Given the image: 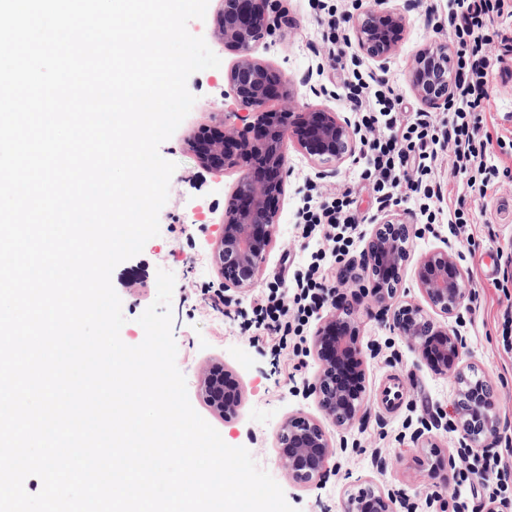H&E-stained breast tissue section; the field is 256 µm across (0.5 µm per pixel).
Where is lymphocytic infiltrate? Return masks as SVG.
I'll return each mask as SVG.
<instances>
[{"instance_id":"obj_1","label":"lymphocytic infiltrate","mask_w":512,"mask_h":512,"mask_svg":"<svg viewBox=\"0 0 512 512\" xmlns=\"http://www.w3.org/2000/svg\"><path fill=\"white\" fill-rule=\"evenodd\" d=\"M511 17L512 0H448L455 83L448 108L440 116L421 112L415 121L404 120L395 110L399 96L393 87L374 91L362 76L344 78L348 99L364 114L363 125L369 136L362 142L361 156L375 178L382 201H393L398 189L410 197L427 190L438 153L445 149L451 151L454 174L464 181L469 197L485 198L499 173L491 151L493 136L480 118L492 90L488 48L494 40L512 38L503 27ZM351 205L345 192L319 198L299 213L297 224L304 236L321 235L328 249L346 246L360 226ZM325 281L321 264L315 259L297 280L298 292L292 302L269 298L260 310L267 342L286 348L294 320L304 319L327 298ZM465 468L489 501L505 498L512 491V448L478 462L466 461Z\"/></svg>"}]
</instances>
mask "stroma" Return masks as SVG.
<instances>
[{
  "instance_id": "stroma-1",
  "label": "stroma",
  "mask_w": 512,
  "mask_h": 512,
  "mask_svg": "<svg viewBox=\"0 0 512 512\" xmlns=\"http://www.w3.org/2000/svg\"><path fill=\"white\" fill-rule=\"evenodd\" d=\"M280 6L289 21L283 38L272 47L259 42L256 57L284 73L296 91L297 108L319 104L351 115L338 74L328 68L322 52L316 0H281ZM387 6L407 18L402 46L386 68L369 59L362 60L361 68L397 87L400 112H420L424 106L410 85V58L429 43H447L448 0H388ZM220 7V0H209L204 19L188 24L189 32L205 39L221 65L189 77L187 87L196 102L159 148L163 158L177 165L168 200L159 212L160 234L150 239L140 254L118 264L111 276L126 319L121 338L132 346L142 342L144 331L137 319L156 298L158 270L171 271L175 276L171 308L176 365L186 378L192 407L218 430L225 443L250 451L258 466L281 486L296 512H341L346 491L360 478L372 479L386 490L405 492L413 512H432L427 495L446 493L448 487L441 479L431 478L420 464L421 450L404 424L407 419L440 409L452 411L457 384L453 378L430 371L421 355L393 334L389 328L393 307L361 316L366 421L363 428L352 431L328 424L332 436L347 439L349 446L337 451V468L331 469L321 486L312 488L289 483L280 466L276 431L282 419L296 411L313 417L320 414L315 397L292 393L318 368L310 350L318 320L309 319L297 349L279 354L255 332L244 331L243 323L251 318L261 292L275 286L289 289L297 266L304 264L318 246L317 241L303 239L294 225V214L303 204L308 184H317L325 193L350 190L353 208L362 220L363 236L350 247L349 257H359L365 235L387 218L410 225L413 262L446 242L460 252L464 271L474 274L471 288L480 305L479 311L464 315L466 348L462 361L474 366L493 391L502 428H512V322L504 319L506 306L512 301V43L497 42L491 47L496 58L493 90L482 112L484 126L505 141L494 150L499 176L485 200L472 204L470 222L460 234H452L448 222L449 211L458 206L461 189L447 154H440L433 173L444 199L432 203L437 222L427 226L413 202L379 206L364 162L347 159L337 165L334 176L320 179L316 167L292 147L288 150L292 174L262 275L248 292L226 289L229 301L219 313L206 309L201 289L208 285L225 289L214 250L218 228L224 222V204L240 173L202 167L188 141L199 128L218 126L225 109L224 77L236 55L216 35ZM320 86L327 88V95H314V88ZM210 364L225 366L242 389V404L231 421H224L201 396V370ZM389 389L399 393L391 404L384 397Z\"/></svg>"
}]
</instances>
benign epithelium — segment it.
I'll use <instances>...</instances> for the list:
<instances>
[{"label":"benign epithelium","mask_w":512,"mask_h":512,"mask_svg":"<svg viewBox=\"0 0 512 512\" xmlns=\"http://www.w3.org/2000/svg\"><path fill=\"white\" fill-rule=\"evenodd\" d=\"M387 0L360 10L356 18L355 56H364L385 67L400 49L406 30L403 15L385 7ZM288 23L277 0H222L217 36L238 59L225 75L229 92L244 113H232L240 124H224L223 137L202 136L189 141L201 165L210 170L242 169L224 210L214 261L224 275V286L246 292L260 278L266 255L279 224V204L286 194L289 173L287 146L292 143L314 163L325 164L352 158L357 152L358 129L351 120L329 108L295 111L293 91L284 75L254 57L255 46L264 38L281 40L280 29ZM411 86L416 97L434 108L448 103L453 86V66L447 47L431 45L417 51L411 60ZM273 99L281 101L275 108ZM411 232L406 224L386 221L376 225L361 253L362 278L370 288L361 292L366 308L383 306L395 299L402 282L401 271L410 258ZM461 255L451 245L425 253L414 278L426 304L412 299L394 312L390 329L411 349L421 353L434 373L461 381L454 419L448 430L460 436L464 448L488 447L499 433L495 404L481 382L469 383L463 365L465 337L460 327L463 310L471 299ZM331 310L319 316L312 337V351L319 368L306 393L316 395L323 416L319 420L303 412L285 418L277 429L280 462L288 481L296 486H319L336 455L335 442L323 424L329 420L351 430L362 425L366 406V358L361 330L353 310L342 298L332 299ZM441 316L439 323L435 316ZM204 400L224 419L233 418L239 395L226 380L225 370L208 366L202 371ZM411 439L429 449L436 458L429 472L437 477L444 470L441 450L426 434L424 418L407 421ZM407 498L386 491L371 480H358L342 501V512H396Z\"/></svg>","instance_id":"benign-epithelium-1"}]
</instances>
